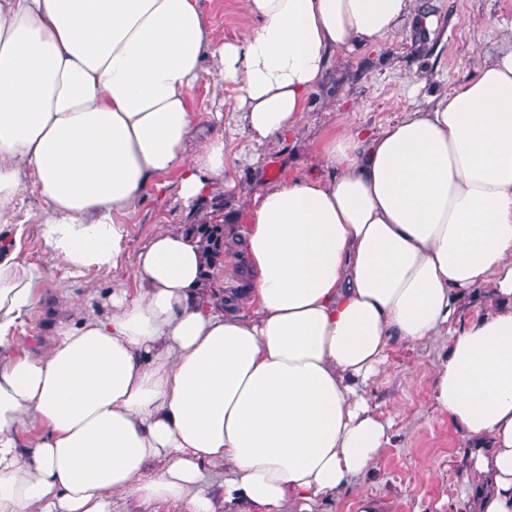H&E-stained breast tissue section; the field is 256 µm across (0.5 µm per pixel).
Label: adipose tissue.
<instances>
[{"label": "adipose tissue", "instance_id": "obj_1", "mask_svg": "<svg viewBox=\"0 0 512 512\" xmlns=\"http://www.w3.org/2000/svg\"><path fill=\"white\" fill-rule=\"evenodd\" d=\"M243 5L256 24L225 41L197 0H0V512H112L127 495L215 512L217 466L224 512H314L390 441L365 393L377 366L442 334L431 403L473 447L476 512H512V48L431 107L333 137L327 176L254 191L226 234L239 293L204 295L197 239L163 227L107 313L57 288L72 314L15 354L47 303L30 221L52 266L117 268L165 176L187 208L224 181L222 132L188 148L205 70L237 86L263 146L296 129L336 51L393 37L415 0ZM481 288L482 315L451 327Z\"/></svg>", "mask_w": 512, "mask_h": 512}]
</instances>
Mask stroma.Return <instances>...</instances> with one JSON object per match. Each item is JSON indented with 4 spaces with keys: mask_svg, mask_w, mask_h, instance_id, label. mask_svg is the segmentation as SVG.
<instances>
[{
    "mask_svg": "<svg viewBox=\"0 0 512 512\" xmlns=\"http://www.w3.org/2000/svg\"><path fill=\"white\" fill-rule=\"evenodd\" d=\"M198 5L224 40L240 37L252 24L243 0H198ZM417 13L433 16L435 26L428 29L409 21L383 45L336 52L324 83L310 94L295 134L262 147L253 146L237 125L234 85L215 93L214 74H202L191 98L200 114L191 143L200 145L209 135L208 113L222 111L228 166L215 194L224 200L226 223H245L249 193L260 180L323 172V149L334 135L350 128L379 131L471 79L477 53L504 49L512 0H417ZM176 196L177 178L172 175L129 216L128 248L118 268L68 279L62 269L46 266L47 282L66 281L76 296L104 312L114 284L132 287L136 257L155 230L183 227L196 219V212L184 209ZM447 352L444 336L423 348L396 347L368 385L377 415L391 425V440L360 480L358 491L385 501L388 512H471L477 481L468 471L469 442L430 401L431 372Z\"/></svg>",
    "mask_w": 512,
    "mask_h": 512,
    "instance_id": "35a3bbf8",
    "label": "stroma"
}]
</instances>
